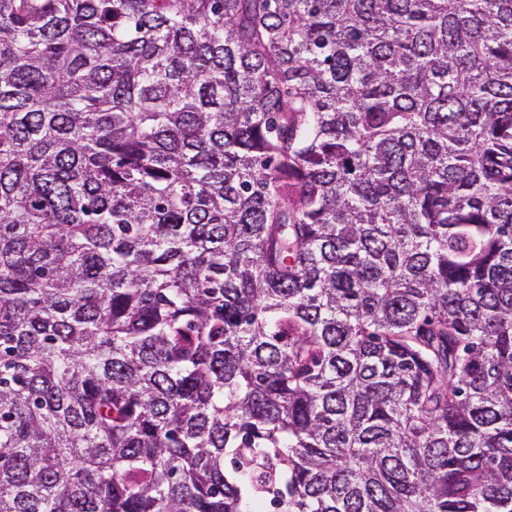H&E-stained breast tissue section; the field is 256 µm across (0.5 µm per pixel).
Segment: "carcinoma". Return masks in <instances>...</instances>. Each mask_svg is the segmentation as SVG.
<instances>
[{
  "instance_id": "1",
  "label": "carcinoma",
  "mask_w": 512,
  "mask_h": 512,
  "mask_svg": "<svg viewBox=\"0 0 512 512\" xmlns=\"http://www.w3.org/2000/svg\"><path fill=\"white\" fill-rule=\"evenodd\" d=\"M0 512H512V0H0Z\"/></svg>"
}]
</instances>
